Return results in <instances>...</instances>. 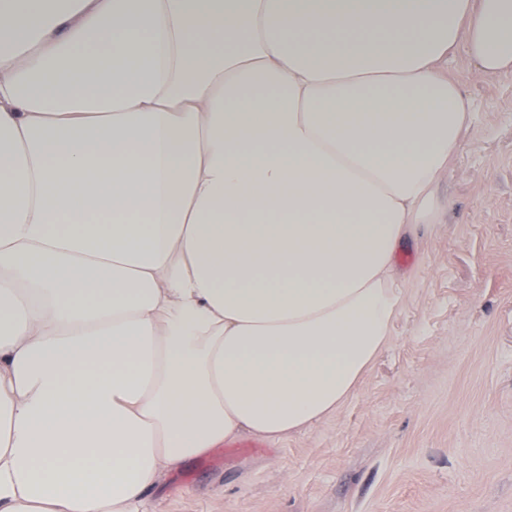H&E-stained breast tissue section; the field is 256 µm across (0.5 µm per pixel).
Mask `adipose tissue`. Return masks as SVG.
Masks as SVG:
<instances>
[{"label":"adipose tissue","instance_id":"obj_1","mask_svg":"<svg viewBox=\"0 0 512 512\" xmlns=\"http://www.w3.org/2000/svg\"><path fill=\"white\" fill-rule=\"evenodd\" d=\"M512 0H0V512H151L332 416Z\"/></svg>","mask_w":512,"mask_h":512}]
</instances>
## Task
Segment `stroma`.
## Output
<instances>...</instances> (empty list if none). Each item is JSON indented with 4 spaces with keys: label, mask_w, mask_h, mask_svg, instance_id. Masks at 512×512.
I'll return each instance as SVG.
<instances>
[{
    "label": "stroma",
    "mask_w": 512,
    "mask_h": 512,
    "mask_svg": "<svg viewBox=\"0 0 512 512\" xmlns=\"http://www.w3.org/2000/svg\"><path fill=\"white\" fill-rule=\"evenodd\" d=\"M448 73L473 117L397 257L390 343L335 415L187 463L155 512H512V75Z\"/></svg>",
    "instance_id": "35a3bbf8"
}]
</instances>
